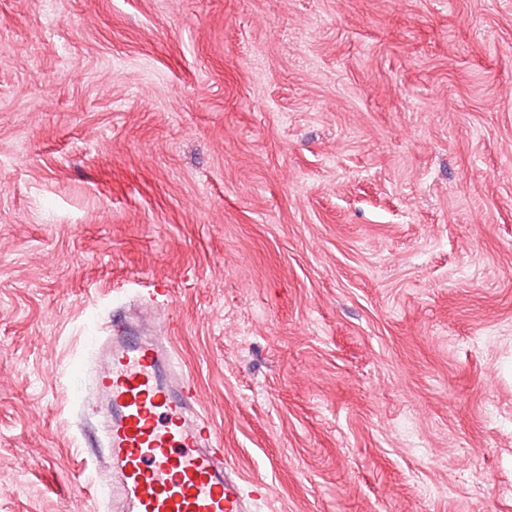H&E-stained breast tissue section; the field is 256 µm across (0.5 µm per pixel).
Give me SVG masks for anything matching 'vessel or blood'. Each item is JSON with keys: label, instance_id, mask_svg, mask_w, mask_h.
I'll use <instances>...</instances> for the list:
<instances>
[{"label": "vessel or blood", "instance_id": "obj_1", "mask_svg": "<svg viewBox=\"0 0 512 512\" xmlns=\"http://www.w3.org/2000/svg\"><path fill=\"white\" fill-rule=\"evenodd\" d=\"M91 368L117 512H251L257 498L198 412L169 335L143 336L118 320L94 342Z\"/></svg>", "mask_w": 512, "mask_h": 512}]
</instances>
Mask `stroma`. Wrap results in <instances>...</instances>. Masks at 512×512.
<instances>
[{
	"instance_id": "stroma-1",
	"label": "stroma",
	"mask_w": 512,
	"mask_h": 512,
	"mask_svg": "<svg viewBox=\"0 0 512 512\" xmlns=\"http://www.w3.org/2000/svg\"><path fill=\"white\" fill-rule=\"evenodd\" d=\"M151 288L255 512H512V0H0V512Z\"/></svg>"
}]
</instances>
